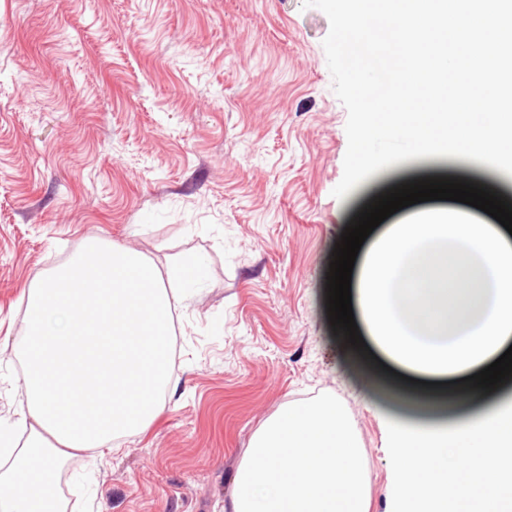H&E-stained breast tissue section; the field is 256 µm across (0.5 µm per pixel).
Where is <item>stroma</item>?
Masks as SVG:
<instances>
[{"mask_svg": "<svg viewBox=\"0 0 512 512\" xmlns=\"http://www.w3.org/2000/svg\"><path fill=\"white\" fill-rule=\"evenodd\" d=\"M302 0H0V339L23 293L87 239L159 269L201 254L209 280L175 312V394L143 431L71 455L72 512H224L264 421L334 394L359 436L369 512H395L399 388L346 373L327 274L345 227L413 180L512 175L455 156L412 158L343 198L347 110ZM23 369L0 356V422L18 425Z\"/></svg>", "mask_w": 512, "mask_h": 512, "instance_id": "35a3bbf8", "label": "stroma"}]
</instances>
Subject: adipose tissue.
Instances as JSON below:
<instances>
[{"mask_svg":"<svg viewBox=\"0 0 512 512\" xmlns=\"http://www.w3.org/2000/svg\"><path fill=\"white\" fill-rule=\"evenodd\" d=\"M359 307L393 364L427 377L419 409L436 424L398 422L397 512H512V402L472 417L444 378L489 366L512 342V241L505 231L437 210L384 229L366 250Z\"/></svg>","mask_w":512,"mask_h":512,"instance_id":"adipose-tissue-1","label":"adipose tissue"}]
</instances>
